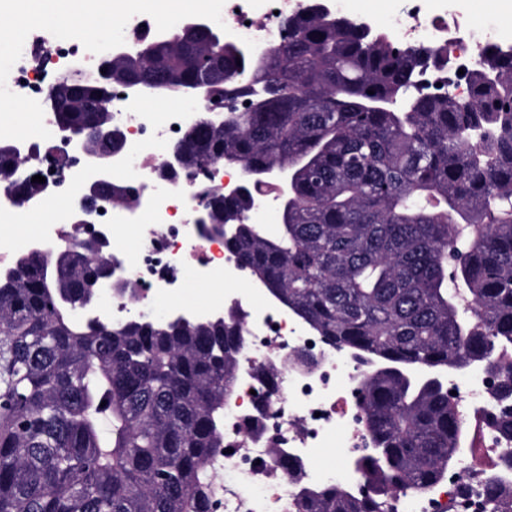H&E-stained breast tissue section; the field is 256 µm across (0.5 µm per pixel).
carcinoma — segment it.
Segmentation results:
<instances>
[{
    "label": "carcinoma",
    "mask_w": 512,
    "mask_h": 512,
    "mask_svg": "<svg viewBox=\"0 0 512 512\" xmlns=\"http://www.w3.org/2000/svg\"><path fill=\"white\" fill-rule=\"evenodd\" d=\"M303 0L282 18L288 43L266 49L170 29L112 77L175 95L250 100L215 129L201 113L184 170L236 159L292 163L287 214L250 221L267 182L205 201L225 245L270 296L354 355L372 453L352 461L367 487L323 485L296 512H388L394 492H424L471 447L437 378L481 362L493 421L512 440V50L486 46L451 91L448 57L360 18ZM220 68L204 80L199 46ZM439 68L441 87L421 83ZM109 84L87 80L54 119L103 122ZM0 139V170L27 169ZM95 239L62 238L0 266V512H215L209 459L224 447L237 394L240 312L149 324L80 315L106 264ZM512 512V484L484 486Z\"/></svg>",
    "instance_id": "1"
}]
</instances>
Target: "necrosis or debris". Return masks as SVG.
Wrapping results in <instances>:
<instances>
[{
  "instance_id": "necrosis-or-debris-1",
  "label": "necrosis or debris",
  "mask_w": 512,
  "mask_h": 512,
  "mask_svg": "<svg viewBox=\"0 0 512 512\" xmlns=\"http://www.w3.org/2000/svg\"><path fill=\"white\" fill-rule=\"evenodd\" d=\"M298 2L225 0L221 16L229 40L253 48L278 44L280 17ZM421 2L401 0L390 29L407 39L447 48L460 68H471L482 49L499 38L489 18L465 26L449 24L444 17L422 19ZM96 61V54L79 40L31 34L9 73L7 87L39 101L60 75L61 65L87 70ZM152 95L149 89H112V123L127 136L123 155L112 164V180L137 189L139 201L128 209L104 207L97 221L110 225L112 249L121 256L141 301L179 309L187 290L209 283L223 287L222 302H235L244 309L246 349L238 393L224 407L226 452L210 464L221 489L222 504L217 512H291L292 479L271 451L285 449L299 463L301 478L308 483L351 480V473L318 468L314 459L325 448L337 449L345 459L362 451L364 428L355 394L358 370L345 351L326 344L287 310L255 303L246 280L228 260L223 242L192 233L195 209L228 182V172L214 165L194 181L179 177L162 183L158 177L165 146L181 140L210 101L200 97L193 106L175 104L158 115L143 107ZM27 144L37 155V171L47 180H54L58 169L66 176L65 183L53 189V196H78L81 163L65 157L56 139L33 137ZM29 215V208L22 205L0 207V261L31 246V239L13 232ZM131 228L137 235L132 246L126 242ZM294 352L314 356L315 366L307 371L284 367L275 392H267L259 375L261 368ZM449 382L467 422L479 429L477 446L430 492L395 494L393 512H484L474 489L492 476L512 472V453L503 450L490 423L499 409L491 401L489 376H453Z\"/></svg>"
}]
</instances>
